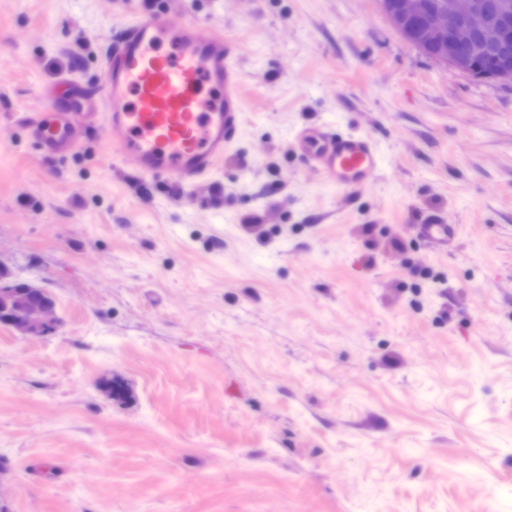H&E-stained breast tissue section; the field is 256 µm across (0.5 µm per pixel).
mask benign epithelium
<instances>
[{
  "label": "benign epithelium",
  "mask_w": 512,
  "mask_h": 512,
  "mask_svg": "<svg viewBox=\"0 0 512 512\" xmlns=\"http://www.w3.org/2000/svg\"><path fill=\"white\" fill-rule=\"evenodd\" d=\"M382 12L408 42L436 62L473 76L512 81V0H380ZM0 272V302L14 285ZM48 298L10 305L8 324L33 338L50 334Z\"/></svg>",
  "instance_id": "obj_1"
}]
</instances>
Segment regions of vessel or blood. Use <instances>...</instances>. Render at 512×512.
Segmentation results:
<instances>
[{
    "label": "vessel or blood",
    "mask_w": 512,
    "mask_h": 512,
    "mask_svg": "<svg viewBox=\"0 0 512 512\" xmlns=\"http://www.w3.org/2000/svg\"><path fill=\"white\" fill-rule=\"evenodd\" d=\"M239 56V44L217 29L191 18L173 23L156 5L138 9L112 40L101 84L63 83L48 111L27 121L28 134L55 158L74 152L105 124L113 155L137 175L192 189L218 171L242 135ZM294 146L339 190L363 186L380 172L376 145L363 134L304 127ZM413 231L445 247L457 227L434 221Z\"/></svg>",
    "instance_id": "vessel-or-blood-1"
}]
</instances>
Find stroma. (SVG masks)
I'll list each match as a JSON object with an SVG mask.
<instances>
[{
    "label": "stroma",
    "mask_w": 512,
    "mask_h": 512,
    "mask_svg": "<svg viewBox=\"0 0 512 512\" xmlns=\"http://www.w3.org/2000/svg\"><path fill=\"white\" fill-rule=\"evenodd\" d=\"M150 0H0V265L44 338L0 325L13 512H512V83L442 66L378 0H164L236 38L248 100L191 194L50 159L25 119L102 80ZM325 124L382 170L321 183ZM460 227L438 247L413 225ZM125 387L108 399L106 381ZM323 182L338 190L365 185L380 173L379 152L367 135L336 133L317 125L299 129L294 144ZM22 286L28 288L31 293L42 295L43 299L12 305L9 308L8 324L14 330L29 337L47 336L52 332L54 326L49 318L52 304L42 291L28 284Z\"/></svg>",
    "instance_id": "stroma-1"
}]
</instances>
